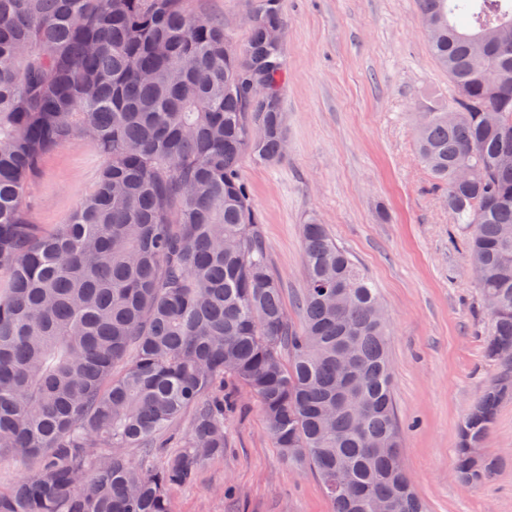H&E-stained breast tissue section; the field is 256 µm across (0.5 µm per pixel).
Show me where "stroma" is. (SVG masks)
Masks as SVG:
<instances>
[{"label":"stroma","instance_id":"stroma-1","mask_svg":"<svg viewBox=\"0 0 512 512\" xmlns=\"http://www.w3.org/2000/svg\"><path fill=\"white\" fill-rule=\"evenodd\" d=\"M243 47L252 0H187ZM287 79L282 157L244 155L240 175L297 320L305 286L302 226L326 224L378 289L388 319L392 394L402 456L427 512H512V399L486 442L496 471L476 487L455 470L458 429L500 367L484 353L490 320L470 265L467 233L422 162L419 114L451 106L455 90L430 53L418 0H283ZM103 158L76 139L49 154L31 181L34 223H67L94 187ZM222 458L175 491V512H333L315 474L288 464L257 398L228 413Z\"/></svg>","mask_w":512,"mask_h":512}]
</instances>
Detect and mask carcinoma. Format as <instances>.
<instances>
[{
  "label": "carcinoma",
  "mask_w": 512,
  "mask_h": 512,
  "mask_svg": "<svg viewBox=\"0 0 512 512\" xmlns=\"http://www.w3.org/2000/svg\"><path fill=\"white\" fill-rule=\"evenodd\" d=\"M458 95L416 129L448 193L502 371L462 421L456 472L512 397V0H419ZM239 55L185 0H0V456L39 467L0 512H174L224 455L225 420L255 395L283 459L315 472L335 512H424L401 455L385 307L358 261L303 225L301 327L239 175L284 138L281 0H254ZM266 82L257 98L252 83ZM81 137L104 158L67 224L33 223L28 184ZM176 449L167 441L183 417Z\"/></svg>",
  "instance_id": "carcinoma-1"
}]
</instances>
